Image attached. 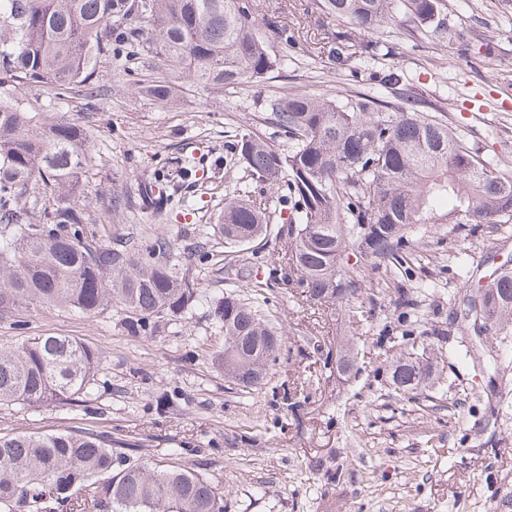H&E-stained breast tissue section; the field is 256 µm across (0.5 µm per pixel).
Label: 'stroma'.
<instances>
[{"mask_svg":"<svg viewBox=\"0 0 512 512\" xmlns=\"http://www.w3.org/2000/svg\"><path fill=\"white\" fill-rule=\"evenodd\" d=\"M322 3L255 0L258 16L278 17L296 38L289 49L270 40L274 53H287L288 66L262 82L221 93L187 84L170 106L116 82L104 65L101 111L67 109L66 118L91 129L94 152L106 161L90 178L92 217L105 216L113 172L125 186L149 183L179 196L177 172L184 159H196L205 175L196 185V211L174 208L160 219L139 212L113 218L105 229L139 238L164 233L174 257L191 261L205 302L154 336L128 333L116 307L95 317L22 307L1 319L0 344L70 336L101 361L90 402L2 406L0 437L112 434L134 456L211 479L224 512H512V414L489 420L490 407L512 403V371L492 382L457 359L468 341L457 313L469 290L512 260V222L457 225L438 212L407 237L403 257L415 271L409 281L351 252L362 290L336 305L310 303L280 285L281 223L269 225L264 239L229 249L214 230L225 193L236 187L250 186L253 201L275 207L273 191L252 182L230 145L251 130L287 148V138L262 120L265 100L283 93L369 95L382 112L413 93L416 111L447 122L512 176V0H443L451 32L442 39L397 15L374 33L391 46L389 55L339 71L328 53L341 23ZM388 73L395 81L379 85ZM201 246L214 261L196 258ZM228 252L266 282L263 308L283 333L278 361L261 386L246 392L214 361L224 335L206 305L237 287L224 272ZM403 292L415 304L416 342L431 348L436 372L430 387L398 397L374 361L401 350ZM345 349L360 360L355 373L323 368L326 354Z\"/></svg>","mask_w":512,"mask_h":512,"instance_id":"obj_1","label":"stroma"}]
</instances>
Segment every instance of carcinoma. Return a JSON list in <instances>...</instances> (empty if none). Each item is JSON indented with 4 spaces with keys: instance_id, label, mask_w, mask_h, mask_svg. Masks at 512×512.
I'll return each mask as SVG.
<instances>
[{
    "instance_id": "carcinoma-1",
    "label": "carcinoma",
    "mask_w": 512,
    "mask_h": 512,
    "mask_svg": "<svg viewBox=\"0 0 512 512\" xmlns=\"http://www.w3.org/2000/svg\"><path fill=\"white\" fill-rule=\"evenodd\" d=\"M326 12L370 33L402 13L435 34L450 28L441 0H324ZM288 46V29L259 22L252 0H0V319L29 303L70 307L96 316L112 306L124 327L152 334L197 303L201 282L173 256L162 235L142 245L132 236L103 240L86 208L94 164L88 127L46 110L79 101L98 112V66L123 84L173 103L183 84L222 91L259 82L288 65L271 53L262 29ZM331 59L345 65L385 48L338 31ZM412 95L395 112L376 100L293 93L265 103L268 123L288 138L276 150L250 132L233 144L257 182L285 188L284 236L289 253L282 283L317 303L349 300L357 268L344 261L353 246L380 262L398 259L408 229L448 207L454 224L512 220V178L447 125L413 110ZM171 197L150 185L132 195L115 190L107 211L142 210L160 219ZM269 212L243 189L224 197L217 228L224 243L267 232ZM483 335L512 334V273L474 291ZM209 316L224 332L218 363L230 382L247 369L262 384L281 350L280 334L260 302L235 291L210 300ZM411 366L389 364L392 393H415L431 380L428 350ZM99 354L68 336H40L0 346V406H48L94 395ZM465 365L498 376L512 359L490 356ZM80 494L97 512H224L211 481L180 467L160 470L123 451L105 433L67 430L0 437V505L62 512Z\"/></svg>"
}]
</instances>
